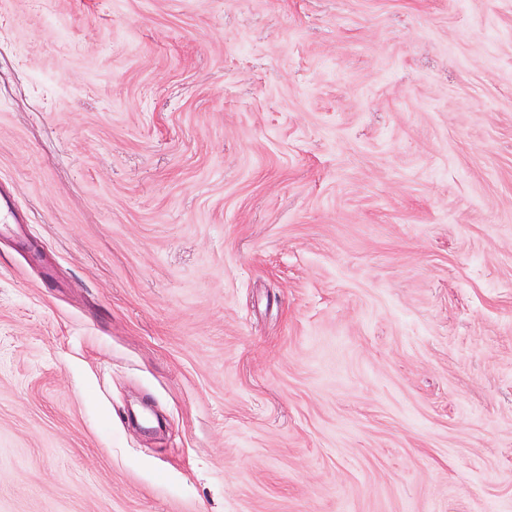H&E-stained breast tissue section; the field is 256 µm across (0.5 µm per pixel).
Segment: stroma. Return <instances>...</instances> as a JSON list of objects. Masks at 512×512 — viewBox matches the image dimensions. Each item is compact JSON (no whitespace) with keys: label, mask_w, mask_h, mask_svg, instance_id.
Listing matches in <instances>:
<instances>
[{"label":"stroma","mask_w":512,"mask_h":512,"mask_svg":"<svg viewBox=\"0 0 512 512\" xmlns=\"http://www.w3.org/2000/svg\"><path fill=\"white\" fill-rule=\"evenodd\" d=\"M0 512H512V0H0Z\"/></svg>","instance_id":"1"}]
</instances>
